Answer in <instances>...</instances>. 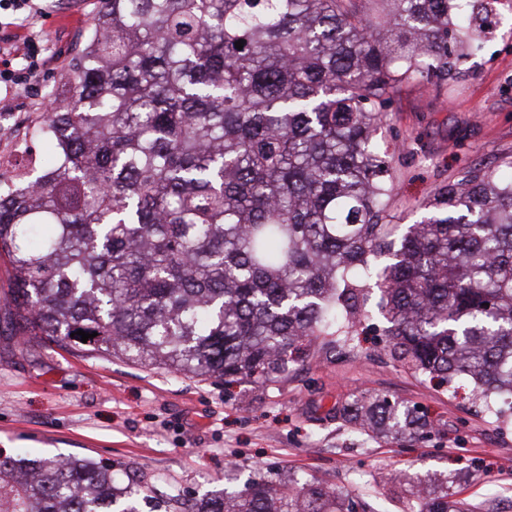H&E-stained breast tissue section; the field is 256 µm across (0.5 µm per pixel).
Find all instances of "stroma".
Wrapping results in <instances>:
<instances>
[{
	"label": "stroma",
	"instance_id": "obj_1",
	"mask_svg": "<svg viewBox=\"0 0 512 512\" xmlns=\"http://www.w3.org/2000/svg\"><path fill=\"white\" fill-rule=\"evenodd\" d=\"M94 3L50 0L31 21L0 12V44L7 47L0 65L37 66L14 93L19 113L32 119L42 112ZM499 11L504 25L450 80L451 96L428 86L404 92L378 134L387 144L408 145L393 160L399 223L415 222L419 204L461 171L512 163V0ZM48 29L55 43L45 42ZM370 325L349 345H315L306 362L264 388H227L0 336V453L101 460L116 477L149 486L160 501L202 496L223 484L230 465L243 480L259 469H292L379 504L381 512L405 510L387 475L444 474L471 464L476 474L459 482L460 498L477 512H512V428L475 412L467 386L451 395L399 367L384 348L379 312ZM358 388L417 405L438 432L410 448L363 441L336 419L337 406Z\"/></svg>",
	"mask_w": 512,
	"mask_h": 512
}]
</instances>
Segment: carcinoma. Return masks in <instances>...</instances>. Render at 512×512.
Segmentation results:
<instances>
[{
	"instance_id": "carcinoma-1",
	"label": "carcinoma",
	"mask_w": 512,
	"mask_h": 512,
	"mask_svg": "<svg viewBox=\"0 0 512 512\" xmlns=\"http://www.w3.org/2000/svg\"><path fill=\"white\" fill-rule=\"evenodd\" d=\"M500 0H96L41 134L52 168L0 181L9 335L264 386L378 309L391 358L504 424L512 399V176L466 171L414 224L377 139L401 94L448 92ZM244 40L242 49L235 42ZM97 333L81 342L77 331ZM345 425L402 447L437 430L361 392ZM163 512H353L259 472ZM411 512H475L457 478L404 473ZM152 490L74 456L0 458V512H136Z\"/></svg>"
}]
</instances>
